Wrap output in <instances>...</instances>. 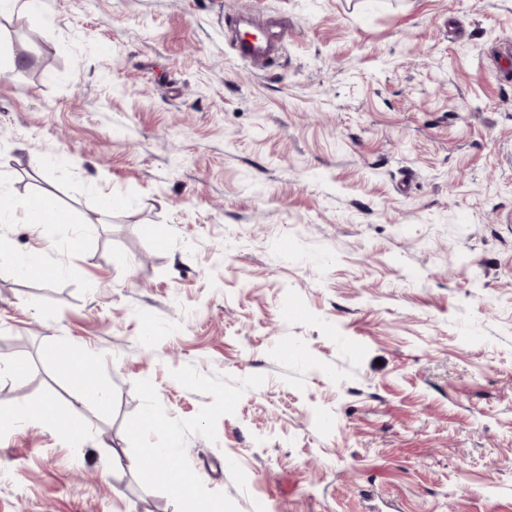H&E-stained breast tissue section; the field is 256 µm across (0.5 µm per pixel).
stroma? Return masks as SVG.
<instances>
[{
    "instance_id": "35a3bbf8",
    "label": "stroma",
    "mask_w": 512,
    "mask_h": 512,
    "mask_svg": "<svg viewBox=\"0 0 512 512\" xmlns=\"http://www.w3.org/2000/svg\"><path fill=\"white\" fill-rule=\"evenodd\" d=\"M48 4L0 19V189L73 216L0 223L58 271L0 267V512H180L167 431L222 512H512V0ZM237 56L250 63H269L272 41L271 37L264 33H257L253 37H242L234 43ZM24 223L37 227L41 224H69L72 222L69 214L60 209L51 196H46L43 198L38 215L32 212L31 207L25 209ZM180 446V439L175 433H170L162 443L163 448H144L139 457V464L149 466L157 471V461L168 452Z\"/></svg>"
}]
</instances>
